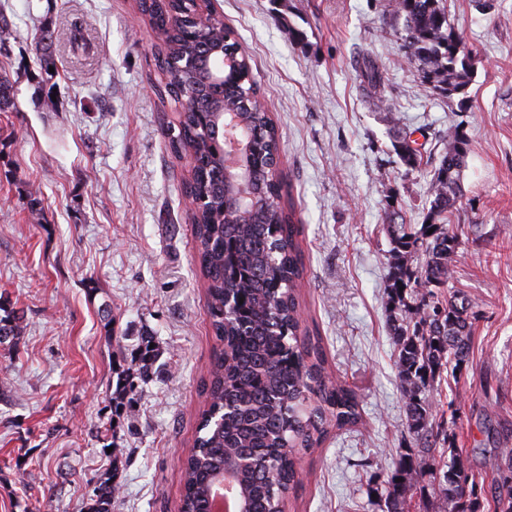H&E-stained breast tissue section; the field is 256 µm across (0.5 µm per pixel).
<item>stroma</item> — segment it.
<instances>
[{
    "label": "stroma",
    "instance_id": "obj_1",
    "mask_svg": "<svg viewBox=\"0 0 512 512\" xmlns=\"http://www.w3.org/2000/svg\"><path fill=\"white\" fill-rule=\"evenodd\" d=\"M385 0H216L251 58L280 133L281 166L302 220L303 328L321 336L333 377L355 385L360 422L304 456L288 512H380L408 447L388 329L384 221L421 224L449 126L470 145L456 287L480 311L456 392L457 445L481 464L485 427L512 438V0H446L472 55L465 98L423 86L400 39L381 29ZM14 31L0 70L16 78L0 112V299L23 315L0 344V512H86L89 482L116 471L112 512H178L179 461L195 436L214 340L183 184L189 157L168 149L179 109L160 101L157 40L133 0H0ZM304 32L293 40L289 28ZM55 37L56 99L37 91L35 42ZM85 42L73 44L72 30ZM381 73L372 107L365 59ZM430 158L407 170L387 112ZM38 191L39 215L27 194ZM160 355L131 411L105 432L114 368L141 332ZM123 450L113 464L110 447Z\"/></svg>",
    "mask_w": 512,
    "mask_h": 512
}]
</instances>
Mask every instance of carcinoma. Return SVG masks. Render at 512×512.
<instances>
[{
	"label": "carcinoma",
	"instance_id": "obj_1",
	"mask_svg": "<svg viewBox=\"0 0 512 512\" xmlns=\"http://www.w3.org/2000/svg\"><path fill=\"white\" fill-rule=\"evenodd\" d=\"M160 48L156 66L170 75L160 96L181 104L177 122L167 126L170 149L186 154L193 175L185 186L198 205L189 209L200 270L206 284V316L216 340L204 384L205 404L192 448L183 460L181 512H211L213 476L224 453L250 461L237 482L249 494L250 512H278L297 486L299 455L320 447L334 431L356 425L361 402L354 388L333 379L321 339L301 329L298 290L305 261L300 225L282 202L284 184L270 183L267 164L278 148V133L265 109L240 108L257 93L249 61L239 72L215 77L212 48L225 44L224 31L199 26L186 0H137ZM384 14L402 22L397 29L406 58L417 66L426 88L453 98L465 93L472 61L450 22L443 0H389ZM37 63L55 66L52 32L36 42ZM378 70L365 62L362 90L375 92ZM14 81L0 73V112L15 108ZM236 112L253 132L245 162L257 190L247 218L236 216L224 198V153L213 147L222 137V113ZM447 146L429 181L426 223L386 225L391 249L386 277L387 308L398 381L413 447L405 449L388 475L381 512H410L421 483L444 512H512V446L500 442L476 469L469 452L456 446L453 405L437 410L430 399L442 374L461 378L472 354L477 305L453 284V262L461 244L459 225L449 216L462 193L469 141L460 126L448 127ZM394 150L408 169L421 165L410 135L397 132ZM21 316L0 317V344L20 334ZM140 337L134 365L115 371L110 421L130 407L138 382L148 377L158 348ZM491 483L485 484L487 474ZM115 476L100 477L90 495V512H112Z\"/></svg>",
	"mask_w": 512,
	"mask_h": 512
}]
</instances>
